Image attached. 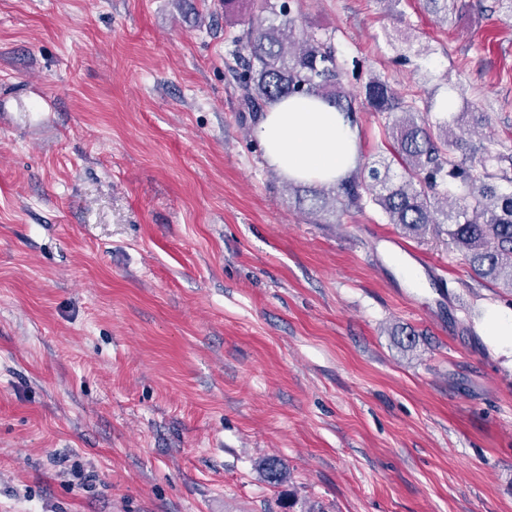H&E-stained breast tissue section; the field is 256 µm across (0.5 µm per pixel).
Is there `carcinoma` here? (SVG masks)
<instances>
[{
  "label": "carcinoma",
  "mask_w": 512,
  "mask_h": 512,
  "mask_svg": "<svg viewBox=\"0 0 512 512\" xmlns=\"http://www.w3.org/2000/svg\"><path fill=\"white\" fill-rule=\"evenodd\" d=\"M436 20L459 11L458 0H422ZM297 0H261L262 15L243 21L237 37L245 54L230 69L241 100L250 112L290 96H320L353 118L356 101L385 118L393 157L402 175L375 167L360 169L336 190L294 188L298 202L312 214L337 207L380 208L390 224L417 238L445 239L462 255L474 275L512 289V152L497 149L492 136L479 144L472 137L488 127L489 116L474 109L437 119L422 112L413 95L371 76L355 95L344 85L343 65L332 36L296 28ZM273 487L288 482L275 456L258 462Z\"/></svg>",
  "instance_id": "cac0c4a2"
}]
</instances>
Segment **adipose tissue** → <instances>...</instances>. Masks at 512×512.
I'll use <instances>...</instances> for the list:
<instances>
[{"label":"adipose tissue","instance_id":"1","mask_svg":"<svg viewBox=\"0 0 512 512\" xmlns=\"http://www.w3.org/2000/svg\"><path fill=\"white\" fill-rule=\"evenodd\" d=\"M254 133L268 163L294 182L336 185L358 164L357 127L318 96L273 103Z\"/></svg>","mask_w":512,"mask_h":512}]
</instances>
